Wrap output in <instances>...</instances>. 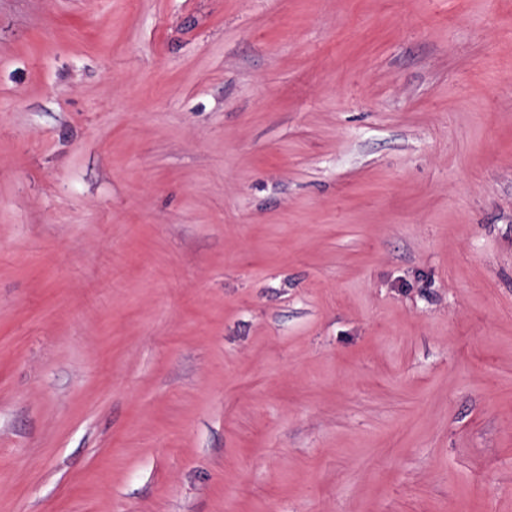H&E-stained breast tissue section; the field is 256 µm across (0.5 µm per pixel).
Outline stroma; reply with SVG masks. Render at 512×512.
I'll list each match as a JSON object with an SVG mask.
<instances>
[{
    "mask_svg": "<svg viewBox=\"0 0 512 512\" xmlns=\"http://www.w3.org/2000/svg\"><path fill=\"white\" fill-rule=\"evenodd\" d=\"M0 512H512V0H0Z\"/></svg>",
    "mask_w": 512,
    "mask_h": 512,
    "instance_id": "obj_1",
    "label": "stroma"
}]
</instances>
